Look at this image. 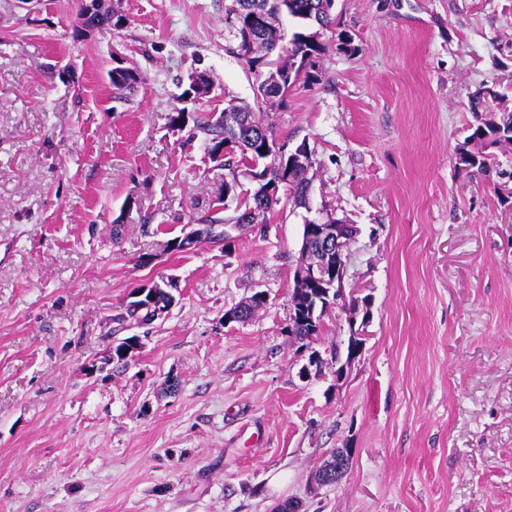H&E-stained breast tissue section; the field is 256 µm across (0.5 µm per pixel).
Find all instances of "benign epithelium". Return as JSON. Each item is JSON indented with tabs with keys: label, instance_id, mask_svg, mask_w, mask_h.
<instances>
[{
	"label": "benign epithelium",
	"instance_id": "obj_1",
	"mask_svg": "<svg viewBox=\"0 0 512 512\" xmlns=\"http://www.w3.org/2000/svg\"><path fill=\"white\" fill-rule=\"evenodd\" d=\"M307 245L316 248L317 260L300 263L295 277L298 287L318 286L334 295V302L345 301L343 282L347 274V243L355 237V225L333 220L329 224L307 225Z\"/></svg>",
	"mask_w": 512,
	"mask_h": 512
}]
</instances>
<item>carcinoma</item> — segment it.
Wrapping results in <instances>:
<instances>
[{
	"mask_svg": "<svg viewBox=\"0 0 512 512\" xmlns=\"http://www.w3.org/2000/svg\"><path fill=\"white\" fill-rule=\"evenodd\" d=\"M237 15L243 19L257 13L268 17L266 26L258 30L238 29L237 51L257 76L256 107L230 104L219 114H210L199 120H189V113L179 112L172 118L173 128L180 131L193 122V132L205 135L209 158L224 167L231 180L211 200L210 205L226 212L222 219H213L200 234L209 240H227L226 227L242 228L249 224H263L266 213L279 203L283 191L298 206L307 203L310 183L307 177L313 156L296 154L281 157L276 149L287 148L279 142L269 113L283 104L293 90L313 78L312 69L325 50L320 42V30L334 23V0H234ZM287 16L298 24L300 31L292 34L288 44L280 27ZM141 82L135 70L117 66L112 68V86L131 90ZM473 148L461 147L459 164L477 170L486 176L492 173L489 155L485 149L512 145V113L501 115L488 112L480 125L468 137ZM248 166V175L258 184L251 197L234 196L235 206L227 203L226 195L239 187L238 167ZM331 301L317 288L306 289L305 297L292 301L294 316L289 336L304 342L318 335L323 316ZM263 306L258 293L228 310L240 322L255 315ZM154 312L143 309L135 301L126 307V316L142 324H150Z\"/></svg>",
	"mask_w": 512,
	"mask_h": 512,
	"instance_id": "cac0c4a2",
	"label": "carcinoma"
}]
</instances>
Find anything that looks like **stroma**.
I'll return each mask as SVG.
<instances>
[{
  "label": "stroma",
  "mask_w": 512,
  "mask_h": 512,
  "mask_svg": "<svg viewBox=\"0 0 512 512\" xmlns=\"http://www.w3.org/2000/svg\"><path fill=\"white\" fill-rule=\"evenodd\" d=\"M88 2L0 0V512H512V198L457 163L512 112V0H336L314 81L271 114L313 152L307 206L188 252L170 244L225 171L170 118L253 102L231 0H105L107 31L78 28ZM199 74L211 93L184 101ZM326 211L358 228L360 305L303 346V223ZM163 278L174 306L124 321ZM336 448L349 470L314 489Z\"/></svg>",
  "instance_id": "35a3bbf8"
}]
</instances>
